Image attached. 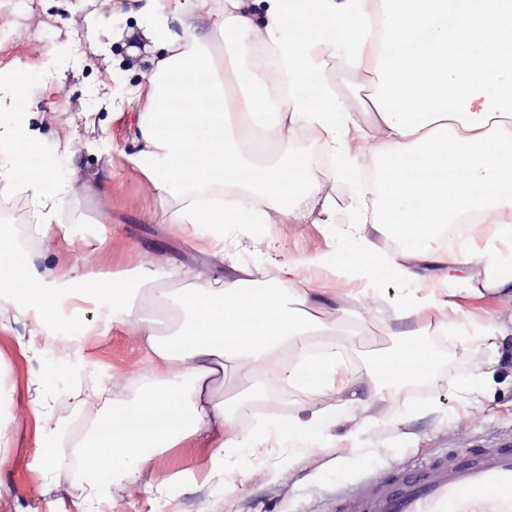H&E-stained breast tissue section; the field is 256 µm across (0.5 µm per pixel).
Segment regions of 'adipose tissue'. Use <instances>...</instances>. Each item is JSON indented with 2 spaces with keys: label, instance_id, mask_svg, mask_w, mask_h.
Returning a JSON list of instances; mask_svg holds the SVG:
<instances>
[{
  "label": "adipose tissue",
  "instance_id": "obj_1",
  "mask_svg": "<svg viewBox=\"0 0 512 512\" xmlns=\"http://www.w3.org/2000/svg\"><path fill=\"white\" fill-rule=\"evenodd\" d=\"M209 0H145L147 23L126 31L129 41L151 38L163 50L147 76L150 103L136 113L127 159L160 197L171 198L169 223L186 224L224 247V229L248 216L254 224H332L336 199L308 176L304 157L280 150L310 137L329 160L337 183L356 186L336 247L296 261L299 276L254 285L239 269L219 284L199 282L190 269L154 256L131 279L110 288L83 287L81 276L54 277L44 252L0 260V278L16 280L23 311L53 328L79 304L105 306L110 323L139 336L158 373L135 403H113L111 428L89 432L86 505L111 503L112 486L135 483L141 469L167 449L231 423L226 402L212 388L231 368L263 371L282 386L313 395L349 389L336 350L308 367L279 364L280 352L305 346L314 328L299 313L316 300L321 278L363 284L377 296L382 281L398 285L401 319H420L437 298L466 289L512 301V50L497 38L512 32V0H224L219 27L206 25ZM224 42L227 64L242 44L261 50L265 66L251 82L276 91L275 119L265 122L255 101L239 93L233 111L210 112L225 100L223 82L201 93L185 81L210 71V46ZM374 67L381 82L360 109L337 93L334 68ZM65 63L33 72L0 69V185L30 199L31 231H60L77 157L70 147L41 149L36 100L24 97L33 80L62 82ZM369 144L378 177L358 181L357 144ZM204 147L195 165L179 160ZM463 213L485 225L481 238L450 248L447 225ZM397 235L386 251L377 236ZM183 284L184 293L166 284ZM166 314L172 326L158 334L144 307ZM433 374L432 356L416 342L374 361L370 381L381 400L397 401L403 382ZM339 419L323 408L279 422L276 437L293 447H322Z\"/></svg>",
  "mask_w": 512,
  "mask_h": 512
}]
</instances>
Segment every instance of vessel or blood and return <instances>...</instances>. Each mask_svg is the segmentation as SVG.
<instances>
[{
    "instance_id": "vessel-or-blood-1",
    "label": "vessel or blood",
    "mask_w": 512,
    "mask_h": 512,
    "mask_svg": "<svg viewBox=\"0 0 512 512\" xmlns=\"http://www.w3.org/2000/svg\"><path fill=\"white\" fill-rule=\"evenodd\" d=\"M336 512H512V434L380 475L367 490L338 499Z\"/></svg>"
}]
</instances>
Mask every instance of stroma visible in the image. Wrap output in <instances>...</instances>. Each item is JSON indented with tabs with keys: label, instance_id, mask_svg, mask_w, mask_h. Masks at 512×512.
I'll use <instances>...</instances> for the list:
<instances>
[{
	"label": "stroma",
	"instance_id": "35a3bbf8",
	"mask_svg": "<svg viewBox=\"0 0 512 512\" xmlns=\"http://www.w3.org/2000/svg\"><path fill=\"white\" fill-rule=\"evenodd\" d=\"M134 0L121 12L104 15L95 0H32L17 11L13 0H0V68L37 69L46 52L58 53L70 63L63 84L34 82L25 97L38 100L45 115V145L54 148L69 141L78 156V174L62 222L71 223L76 244L62 239L51 243L48 265L69 272L81 249L80 239L109 238L110 244L94 255L92 273L123 271L136 266L143 255L176 260L191 267L201 281L213 282L229 268L198 236L163 220L166 202L154 192L142 173L121 151L127 146L125 117H114L102 99L109 88L124 83L145 85L152 50L130 57L117 34L138 22ZM336 221L332 224H271L264 235L245 226L226 231L238 264L254 268L263 282L282 276L289 262L329 250L338 241V224L347 212L348 189L339 184ZM315 304L303 306L317 322L316 337H328L344 347L346 378L363 390L362 403L345 404L313 398L298 389L281 394L285 409L256 410L266 401L271 378L249 368L231 369L212 395L240 409L233 432L250 435L254 446L243 448L223 481L210 479V453L223 433L193 438L146 465L138 482L115 489L111 512H334L337 498L349 494L365 478L398 468L425 463L431 456L484 448L512 433V346L494 350L479 334L492 321L512 322V304L494 296L481 299L459 294L440 297V308L421 319L419 341L434 358V376L423 384L402 389L396 404L376 396L369 378L374 358L392 353L406 338L397 318L401 304L398 286L382 282L377 298L354 300V283L327 280ZM459 318L476 341L462 343L442 334L444 318ZM90 365L65 373L55 370L58 355L44 342L39 326L18 314L12 299L0 298V512H81L86 473L71 474L63 458L46 463L42 451L56 445L51 429L69 419L68 395L73 388L97 389L89 402L98 414L112 407L113 399L130 401L138 392L128 382L152 373L139 349L138 338L123 327H111L86 342ZM494 367L492 384L469 395L463 380ZM42 388L50 403L42 419H35L31 398ZM336 407L341 421L329 447L299 453L270 431L274 421L297 414L301 408ZM480 420H472L473 410ZM370 413L391 424L368 431L361 448L350 447L344 436Z\"/></svg>",
	"mask_w": 512,
	"mask_h": 512
}]
</instances>
